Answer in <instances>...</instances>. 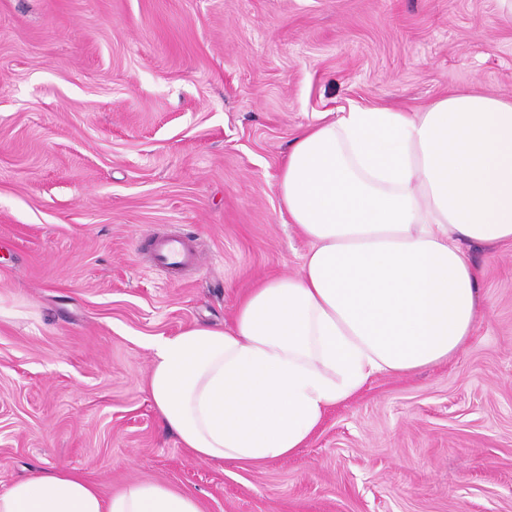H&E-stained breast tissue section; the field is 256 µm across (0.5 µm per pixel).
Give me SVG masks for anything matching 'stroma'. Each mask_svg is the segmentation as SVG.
<instances>
[{"label": "stroma", "mask_w": 512, "mask_h": 512, "mask_svg": "<svg viewBox=\"0 0 512 512\" xmlns=\"http://www.w3.org/2000/svg\"><path fill=\"white\" fill-rule=\"evenodd\" d=\"M467 91L512 98L501 0H0V492L65 466L203 512H512L511 243L465 247L462 351L371 378L291 457L198 460L145 391L155 339L298 272L276 180L317 113ZM154 245L155 259L161 266L179 271L187 265H197V255L187 250L179 240L162 238L157 239Z\"/></svg>", "instance_id": "stroma-1"}]
</instances>
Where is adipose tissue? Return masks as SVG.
<instances>
[{"label":"adipose tissue","mask_w":512,"mask_h":512,"mask_svg":"<svg viewBox=\"0 0 512 512\" xmlns=\"http://www.w3.org/2000/svg\"><path fill=\"white\" fill-rule=\"evenodd\" d=\"M309 241L231 324L159 338L147 393L201 461L292 456L377 375H408L472 336L477 278L462 245L512 243V99L453 93L419 112L353 104L295 138L277 181ZM0 512H201L144 481L103 497L55 467L0 492Z\"/></svg>","instance_id":"obj_1"}]
</instances>
